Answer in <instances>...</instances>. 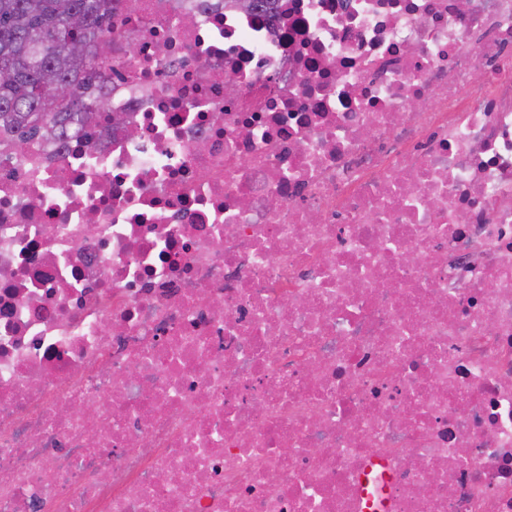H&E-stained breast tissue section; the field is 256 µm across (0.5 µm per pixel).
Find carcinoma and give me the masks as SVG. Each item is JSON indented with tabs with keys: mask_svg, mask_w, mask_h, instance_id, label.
Masks as SVG:
<instances>
[{
	"mask_svg": "<svg viewBox=\"0 0 512 512\" xmlns=\"http://www.w3.org/2000/svg\"><path fill=\"white\" fill-rule=\"evenodd\" d=\"M111 0H0V69L15 73L9 84L0 83V136L8 146L20 147L31 137L56 130L67 133L85 108V88L75 80L81 70L111 63L100 51L110 44L106 21ZM78 14L84 26L65 27L66 17ZM69 41L84 45L76 57ZM73 88L69 99L75 110L56 112L58 99L47 86Z\"/></svg>",
	"mask_w": 512,
	"mask_h": 512,
	"instance_id": "obj_1",
	"label": "carcinoma"
}]
</instances>
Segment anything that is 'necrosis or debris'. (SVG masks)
<instances>
[{"mask_svg": "<svg viewBox=\"0 0 512 512\" xmlns=\"http://www.w3.org/2000/svg\"><path fill=\"white\" fill-rule=\"evenodd\" d=\"M108 30L0 147V512H512V0Z\"/></svg>", "mask_w": 512, "mask_h": 512, "instance_id": "1", "label": "necrosis or debris"}]
</instances>
